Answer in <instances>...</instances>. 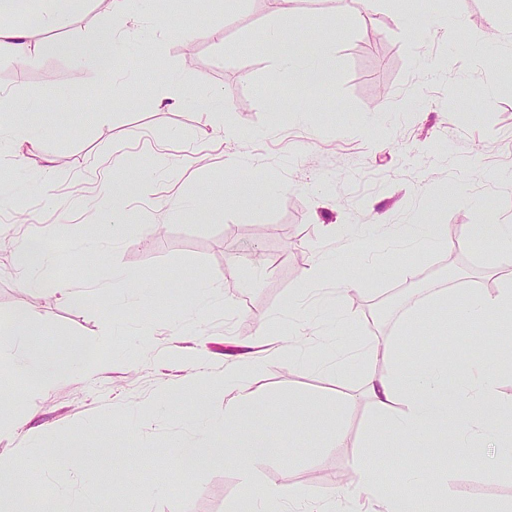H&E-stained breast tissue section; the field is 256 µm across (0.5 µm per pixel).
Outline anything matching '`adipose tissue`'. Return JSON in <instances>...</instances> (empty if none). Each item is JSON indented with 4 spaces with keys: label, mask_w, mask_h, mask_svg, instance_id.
Listing matches in <instances>:
<instances>
[{
    "label": "adipose tissue",
    "mask_w": 512,
    "mask_h": 512,
    "mask_svg": "<svg viewBox=\"0 0 512 512\" xmlns=\"http://www.w3.org/2000/svg\"><path fill=\"white\" fill-rule=\"evenodd\" d=\"M133 35L130 29H110L94 44L73 55L74 71L108 69ZM335 39L332 31L320 36L322 51L312 57L300 48L289 47L284 27L268 30L265 40L276 50L280 60L278 80L312 86L323 84L332 73L333 57L329 46ZM126 198L124 188H112L105 201L106 220L90 225L87 238L120 237L126 220ZM47 261L48 252L41 242L24 240L16 258L20 288L31 293L50 290L70 298L69 285L51 283L41 276L40 271ZM443 303L460 320L483 322L491 316L511 319L512 280L492 295L473 289L464 292L452 289ZM5 352L12 359L15 376L22 380L26 395L31 397L48 393L62 380L76 375L88 377L93 373L89 365L90 346L73 343L62 354L46 352L38 328L23 312L15 313L9 324L0 329V354ZM498 356V362L481 361L471 365L466 382L453 391L444 389L443 374L435 363L420 371L397 363L388 373L368 375L367 392L383 423L384 438L376 442V449L389 452V443L393 440L424 446L434 433L440 432L458 450L457 456L449 459V468L461 465L469 452L483 444L501 451L502 460L495 470L496 475L512 474V399L501 396L496 370L497 365L512 362V343L499 341ZM251 365V360L245 358L220 371L210 370L203 364L195 368L187 381L188 387L222 388L235 393L236 402L225 406L223 420L197 417L194 435L178 446L176 466L193 469L212 456L221 455L225 462L234 464L243 473V494L251 501L254 512H268L270 506L279 507L299 499L300 493L286 485H267L257 479L262 465L279 459L280 450L267 436L250 428L253 405L242 382V373ZM397 403L402 406L398 412L393 409ZM73 454L70 448H53L45 456L52 494L61 500L60 512H90L84 502L62 495L71 482L69 461ZM356 472L360 493L376 500L380 512H409L403 486L389 489L378 484L372 471L361 462L357 463Z\"/></svg>",
    "instance_id": "ef3b65f1"
}]
</instances>
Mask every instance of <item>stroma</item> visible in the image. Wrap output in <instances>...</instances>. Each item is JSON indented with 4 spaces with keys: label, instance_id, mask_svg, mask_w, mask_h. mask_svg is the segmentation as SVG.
I'll return each instance as SVG.
<instances>
[{
    "label": "stroma",
    "instance_id": "obj_1",
    "mask_svg": "<svg viewBox=\"0 0 512 512\" xmlns=\"http://www.w3.org/2000/svg\"><path fill=\"white\" fill-rule=\"evenodd\" d=\"M430 12L447 15L450 27L416 38V24ZM280 21L275 0H152L146 15L123 18L107 0H78L51 31L33 13L13 17L45 52L33 68L0 57V89L43 109L30 117L37 149L0 152V326L22 309L46 350L81 340L94 345V358L112 361L32 399L10 385L0 357V420L32 416L0 438V456L27 464L28 489L45 484L41 435L48 431L59 447L114 449L107 468L155 489L147 498L116 499L102 473L75 461L74 492L96 512H236L244 483L236 467L213 460L186 477L174 472V443L197 416L223 418L229 402L220 391L183 389L180 354L199 350L220 369L257 351V368L244 374L252 424L289 441L281 460L262 467L261 480L335 491L331 512H373L355 490L356 461L379 476L386 468L385 456L369 448L377 415L366 373H387L394 347L409 366L446 359L452 388L471 363L492 359L491 342L479 337L500 332L495 322L447 323L442 349L426 350L407 318L451 288L496 293L512 267L487 269L485 249H465L452 261L444 250L395 245L391 231L417 219L455 236L462 226L512 217V80L493 64L512 44V0H375L368 7L297 0L289 44L312 51L311 32L342 28L331 47L334 73L316 88L276 81L278 61L264 32ZM119 24L151 28L156 38L131 40L116 76L88 70L75 77L69 48ZM210 90L224 98L222 117L192 101ZM162 91L173 108L156 107ZM296 106L305 108L304 120H296ZM233 154L251 169L229 167ZM139 175L149 193L127 202L126 240L90 241L84 228L101 221L108 188ZM257 182L276 187L259 206L251 201ZM220 188L230 199L216 211L202 195ZM187 197L196 206L179 208ZM381 214L387 223H378ZM332 224L365 226L362 243L345 247L327 234ZM31 236L51 253L43 277L71 283L74 297L18 287L16 249ZM321 255L335 257L354 284L326 272L322 286L335 299L315 307L304 272ZM394 256L412 276L386 273ZM126 275L153 279L155 288L122 311ZM207 279L223 282V295L201 303L196 294ZM301 317L312 338L293 361L286 336ZM183 323L201 326V335L175 336ZM331 333L342 363L328 369L323 338ZM369 338L376 350L363 365L359 342ZM340 396L350 400L346 435L325 448L328 424L305 409L316 402L335 409ZM496 463L494 449H481L453 473L436 469L432 485L416 493L430 501L460 490L480 505L512 502V480L491 476Z\"/></svg>",
    "mask_w": 512,
    "mask_h": 512
}]
</instances>
